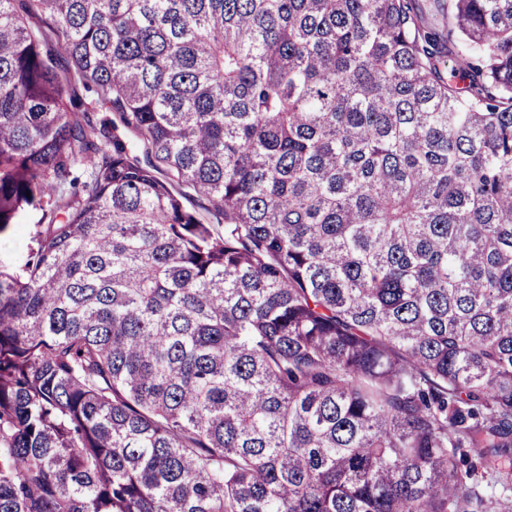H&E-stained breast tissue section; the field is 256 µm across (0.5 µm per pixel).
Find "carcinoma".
Listing matches in <instances>:
<instances>
[{
	"mask_svg": "<svg viewBox=\"0 0 512 512\" xmlns=\"http://www.w3.org/2000/svg\"><path fill=\"white\" fill-rule=\"evenodd\" d=\"M29 210L0 512H512V0H0Z\"/></svg>",
	"mask_w": 512,
	"mask_h": 512,
	"instance_id": "carcinoma-1",
	"label": "carcinoma"
}]
</instances>
